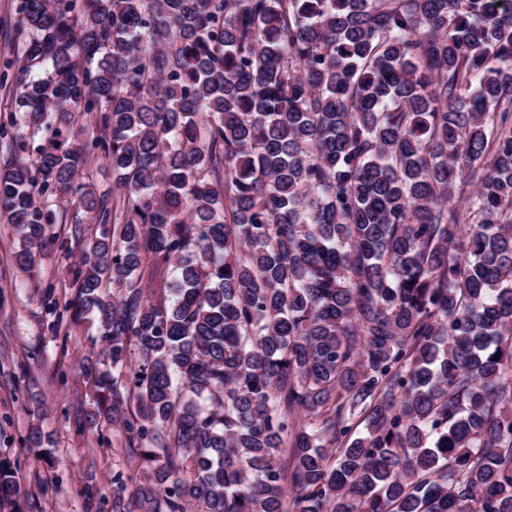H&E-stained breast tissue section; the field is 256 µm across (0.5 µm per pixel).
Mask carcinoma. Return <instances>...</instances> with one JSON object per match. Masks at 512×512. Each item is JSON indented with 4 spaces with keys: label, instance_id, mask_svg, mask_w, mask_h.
Masks as SVG:
<instances>
[{
    "label": "carcinoma",
    "instance_id": "1",
    "mask_svg": "<svg viewBox=\"0 0 512 512\" xmlns=\"http://www.w3.org/2000/svg\"><path fill=\"white\" fill-rule=\"evenodd\" d=\"M17 13L29 158L0 217L25 271L65 249L59 213L96 226L47 311L106 352L83 426L121 425L141 476L112 512H512V5ZM92 151L110 198L79 180Z\"/></svg>",
    "mask_w": 512,
    "mask_h": 512
}]
</instances>
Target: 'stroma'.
<instances>
[{
	"instance_id": "35a3bbf8",
	"label": "stroma",
	"mask_w": 512,
	"mask_h": 512,
	"mask_svg": "<svg viewBox=\"0 0 512 512\" xmlns=\"http://www.w3.org/2000/svg\"><path fill=\"white\" fill-rule=\"evenodd\" d=\"M25 41L15 0H0V109L13 102ZM69 245L66 252L49 247L30 275L13 262V227L0 223V460L10 463L18 487L0 512H87L89 489L100 512H112V476L126 468L123 431L107 420L78 427L92 394L81 369L100 344L85 324L57 334L48 327L45 296L64 301L74 293L71 270L82 245ZM34 430L48 444L32 446Z\"/></svg>"
}]
</instances>
